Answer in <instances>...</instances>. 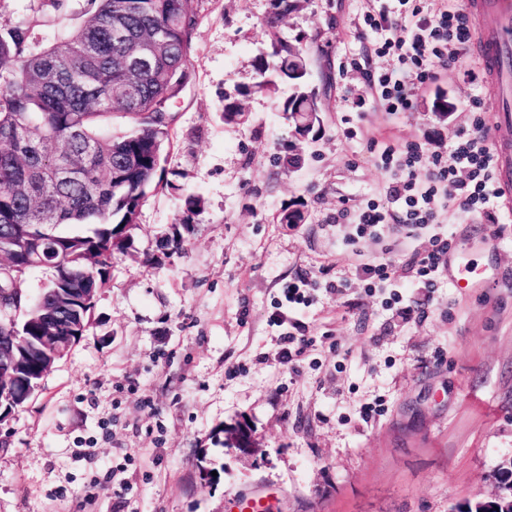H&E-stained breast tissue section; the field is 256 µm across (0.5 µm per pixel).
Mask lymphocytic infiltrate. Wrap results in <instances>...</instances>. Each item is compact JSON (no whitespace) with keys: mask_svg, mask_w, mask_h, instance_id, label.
Returning a JSON list of instances; mask_svg holds the SVG:
<instances>
[{"mask_svg":"<svg viewBox=\"0 0 512 512\" xmlns=\"http://www.w3.org/2000/svg\"><path fill=\"white\" fill-rule=\"evenodd\" d=\"M408 0L381 4L367 14L366 26L376 36L379 54H396L397 69L370 76L368 93L387 112L407 111L419 84L431 78L436 66H448L470 43L474 22L462 11L428 12L408 8ZM485 119L475 116L470 127L460 129L448 155L428 152L419 145L401 148L385 145L380 160L393 179L390 203H403L402 211L385 213L370 203L356 214L358 236L377 235L394 225L406 235L440 221L437 201L457 205L465 213L492 216L499 195L495 159L484 135ZM450 243L433 235L427 251L411 253L404 265L416 277L432 284L444 265Z\"/></svg>","mask_w":512,"mask_h":512,"instance_id":"obj_1","label":"lymphocytic infiltrate"}]
</instances>
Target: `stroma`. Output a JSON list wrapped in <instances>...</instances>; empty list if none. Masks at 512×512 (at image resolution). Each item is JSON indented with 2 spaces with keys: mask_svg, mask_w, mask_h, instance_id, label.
<instances>
[{
  "mask_svg": "<svg viewBox=\"0 0 512 512\" xmlns=\"http://www.w3.org/2000/svg\"><path fill=\"white\" fill-rule=\"evenodd\" d=\"M374 6L305 0L269 28L271 0H196L166 186L148 192L85 336L0 424V512H235L245 496L271 512H451L497 492L512 462V192L492 228L451 206L412 238L353 242L338 218L386 204L382 144L449 152L470 99L498 104L464 75L471 48L408 111L357 112L368 75L395 64L364 24ZM279 38L313 59L317 141L292 137L277 93L224 121L225 97L254 85L256 55ZM441 92L456 104L446 120ZM191 194L204 205L189 216ZM295 204L305 222L281 223ZM438 232L449 262L483 272L479 288L459 292L446 271L428 288L399 265ZM382 254L394 272L367 288L359 266ZM299 281L305 301L288 303ZM420 304L426 317L403 316ZM287 333L307 341L289 364ZM243 421L251 456L215 441Z\"/></svg>",
  "mask_w": 512,
  "mask_h": 512,
  "instance_id": "stroma-1",
  "label": "stroma"
}]
</instances>
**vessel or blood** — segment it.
Listing matches in <instances>:
<instances>
[{"instance_id": "b4317fda", "label": "vessel or blood", "mask_w": 512, "mask_h": 512, "mask_svg": "<svg viewBox=\"0 0 512 512\" xmlns=\"http://www.w3.org/2000/svg\"><path fill=\"white\" fill-rule=\"evenodd\" d=\"M477 21L475 35L486 84L492 95L512 92V0H473ZM496 180L504 185L512 180V148L497 145Z\"/></svg>"}]
</instances>
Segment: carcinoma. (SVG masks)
<instances>
[{
	"mask_svg": "<svg viewBox=\"0 0 512 512\" xmlns=\"http://www.w3.org/2000/svg\"><path fill=\"white\" fill-rule=\"evenodd\" d=\"M71 0H30L21 18L0 27V388L38 384L48 370L47 333L78 343L90 324L91 288L108 282L112 259L126 250L124 228L137 220L172 145V103L188 76L200 24L195 0H84L90 18L66 22ZM274 26L298 9L272 0ZM55 12L49 17L46 7ZM51 27L52 38L37 30ZM142 41L159 44L152 70L131 84L126 62ZM307 56L279 39L259 53L252 91L288 85L304 111ZM52 270L33 295L25 277Z\"/></svg>",
	"mask_w": 512,
	"mask_h": 512,
	"instance_id": "carcinoma-1",
	"label": "carcinoma"
}]
</instances>
